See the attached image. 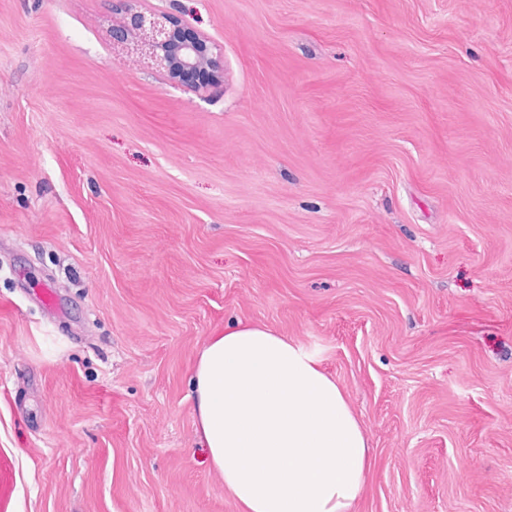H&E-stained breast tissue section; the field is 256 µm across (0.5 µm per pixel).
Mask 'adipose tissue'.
Instances as JSON below:
<instances>
[{
	"label": "adipose tissue",
	"instance_id": "ef3b65f1",
	"mask_svg": "<svg viewBox=\"0 0 512 512\" xmlns=\"http://www.w3.org/2000/svg\"><path fill=\"white\" fill-rule=\"evenodd\" d=\"M193 380L198 432L241 512H353L367 437L302 346L240 321L204 344Z\"/></svg>",
	"mask_w": 512,
	"mask_h": 512
}]
</instances>
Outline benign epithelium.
<instances>
[{"instance_id": "1", "label": "benign epithelium", "mask_w": 512, "mask_h": 512, "mask_svg": "<svg viewBox=\"0 0 512 512\" xmlns=\"http://www.w3.org/2000/svg\"><path fill=\"white\" fill-rule=\"evenodd\" d=\"M122 23L112 29V42L160 69L172 81L202 94L223 82L220 49L202 34L177 36L176 18L153 10L144 0H112Z\"/></svg>"}]
</instances>
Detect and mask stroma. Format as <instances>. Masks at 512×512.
<instances>
[{"mask_svg": "<svg viewBox=\"0 0 512 512\" xmlns=\"http://www.w3.org/2000/svg\"><path fill=\"white\" fill-rule=\"evenodd\" d=\"M0 0V512H239L191 378L239 322L364 427L355 512H512V0ZM144 1H112V7L122 15L121 25L112 28L113 44L139 55L170 80L196 93H206L223 82L217 45L199 33L178 37L176 18L168 12L147 8ZM202 70L210 72V80L194 79Z\"/></svg>", "mask_w": 512, "mask_h": 512, "instance_id": "stroma-1", "label": "stroma"}]
</instances>
